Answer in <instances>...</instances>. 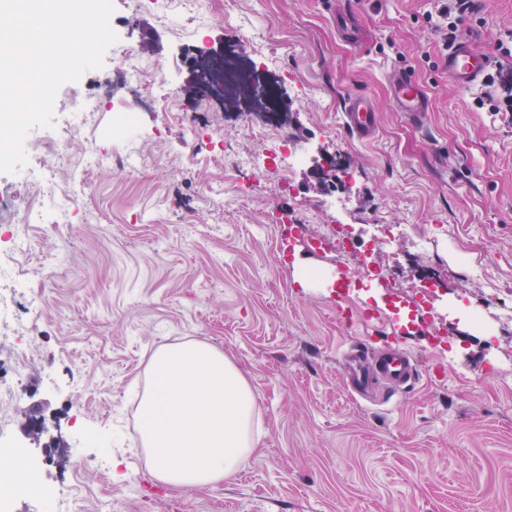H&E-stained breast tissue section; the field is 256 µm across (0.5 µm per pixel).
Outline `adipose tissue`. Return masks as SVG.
Here are the masks:
<instances>
[{"mask_svg": "<svg viewBox=\"0 0 512 512\" xmlns=\"http://www.w3.org/2000/svg\"><path fill=\"white\" fill-rule=\"evenodd\" d=\"M141 438L154 480L179 489L224 482L260 443L256 396L223 351L204 341L158 348L148 364Z\"/></svg>", "mask_w": 512, "mask_h": 512, "instance_id": "1", "label": "adipose tissue"}]
</instances>
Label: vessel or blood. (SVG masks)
Returning a JSON list of instances; mask_svg holds the SVG:
<instances>
[{
    "mask_svg": "<svg viewBox=\"0 0 512 512\" xmlns=\"http://www.w3.org/2000/svg\"><path fill=\"white\" fill-rule=\"evenodd\" d=\"M448 75L457 88L474 84L491 66L487 53L478 51L470 40L457 41L443 60ZM394 103L398 111L417 120L427 112V99L419 84L404 73L395 74L391 82ZM343 116L346 127L362 138L371 137L377 127V114L371 99L364 94L345 98ZM345 379L349 389L361 396L372 393L378 385L391 392L409 387L415 379L412 355L403 348L389 347L369 350L356 345L345 352Z\"/></svg>",
    "mask_w": 512,
    "mask_h": 512,
    "instance_id": "obj_1",
    "label": "vessel or blood"
}]
</instances>
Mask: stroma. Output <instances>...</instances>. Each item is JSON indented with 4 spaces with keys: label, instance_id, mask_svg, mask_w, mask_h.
I'll return each instance as SVG.
<instances>
[{
    "label": "stroma",
    "instance_id": "35a3bbf8",
    "mask_svg": "<svg viewBox=\"0 0 512 512\" xmlns=\"http://www.w3.org/2000/svg\"><path fill=\"white\" fill-rule=\"evenodd\" d=\"M113 3L122 41L176 74L181 111L193 110L183 59L202 44L264 64L307 160L286 181L271 164L248 183L250 202L220 208L204 197L206 181L263 148L243 130L248 113L198 116L229 144L225 153L193 154L184 126L159 112L141 114L131 145L110 137L108 108L72 137L71 163L89 150H134L146 163L134 174L87 172L68 238L31 225L27 285L14 300L20 310L35 300L45 308L27 320L32 353L23 372L0 335V383L23 392L0 448H21L36 462L43 494L79 484L112 497L119 512H512V376L482 371L488 361L512 363V329L495 336L475 322L496 306L486 279L512 283V120L477 106L484 84L460 90L437 69L425 16L438 0H212L202 33ZM340 14L353 17L358 43L338 31ZM242 28L253 41L240 42ZM510 31L512 0H480L464 36L491 53ZM397 70L429 99L421 126L393 104ZM354 92L377 108V131L364 141L342 121ZM322 154L336 156L349 179L315 171L311 160ZM290 219L307 239L328 224L364 225L361 249L374 274L350 264L351 330L337 323L328 294L333 255L300 242L280 262ZM380 224L405 225V238L383 246ZM420 235L434 240L428 252L411 244ZM62 246L74 270L56 276L44 263ZM425 273L440 285L433 320L394 302V280ZM365 301L383 320L365 322ZM192 340L220 348L248 379L261 440L230 479L175 489L151 480L140 404L154 351ZM353 341L409 349L414 382L388 400L352 395L341 354ZM37 401L44 430L33 439L25 422ZM87 429L103 435L104 447L85 441Z\"/></svg>",
    "mask_w": 512,
    "mask_h": 512
}]
</instances>
